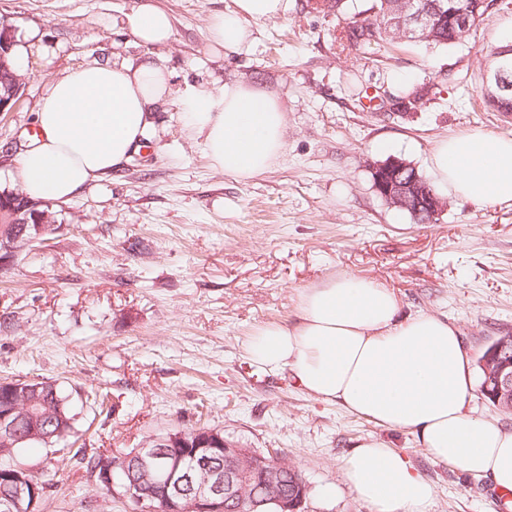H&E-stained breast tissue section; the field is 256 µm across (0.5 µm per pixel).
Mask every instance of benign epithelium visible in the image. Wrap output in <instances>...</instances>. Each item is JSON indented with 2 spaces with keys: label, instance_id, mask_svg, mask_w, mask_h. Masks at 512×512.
I'll use <instances>...</instances> for the list:
<instances>
[{
  "label": "benign epithelium",
  "instance_id": "obj_1",
  "mask_svg": "<svg viewBox=\"0 0 512 512\" xmlns=\"http://www.w3.org/2000/svg\"><path fill=\"white\" fill-rule=\"evenodd\" d=\"M492 0H477L470 11L461 14L459 25L462 28H473L479 21V9L491 8ZM406 6L397 11L398 18L394 22L406 34L426 33L431 26V16L423 11H417L411 16V25L404 26ZM13 30L9 27L0 30V65L7 66V55L13 47ZM495 91L486 92V97L497 103L509 96L512 92V82L503 76L502 70H497L491 77ZM22 79H17L16 85L0 94V112L10 111L19 98ZM375 190L391 207L410 208L413 197L424 195L417 192L414 184L400 185L393 180L389 183L379 182ZM430 211L437 213L443 208L441 199L433 194L426 196ZM43 202L31 200L20 209L0 208V251L5 258L0 263L10 262L18 250L17 242L30 244L36 240L31 236L21 239L15 235L16 224H37L46 221L40 207ZM505 343H500L483 360L487 372L494 373L495 390L493 400L495 407L500 410L512 411V363L498 358L500 350ZM216 433L210 430H196L192 438H187L183 432H168L151 438L152 445H143L135 449L131 456L125 453L115 454L112 465L108 466L100 479L112 488V495L124 500L135 501L143 512H152L155 501L163 499L167 512H224V506L234 501L248 507L247 512H266L270 505L275 506L278 512H299L303 508L308 494V485L305 479L297 480L299 495L289 496L282 488L281 471L288 468V464L278 458H267L255 448H247L231 440L222 441L224 447V467L214 465L212 456L214 438ZM167 455L171 464L167 470L165 482L161 484L159 492L145 489L139 482L133 480L129 483L116 484L115 478L121 473L128 472L127 463L135 458L143 468L149 467L152 460L160 455ZM46 493V486L34 482L18 483L13 499L3 504L4 512H13V507H21V501L27 497L37 500L38 496Z\"/></svg>",
  "mask_w": 512,
  "mask_h": 512
}]
</instances>
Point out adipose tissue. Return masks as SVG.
I'll list each match as a JSON object with an SVG mask.
<instances>
[{
    "label": "adipose tissue",
    "instance_id": "ef3b65f1",
    "mask_svg": "<svg viewBox=\"0 0 512 512\" xmlns=\"http://www.w3.org/2000/svg\"><path fill=\"white\" fill-rule=\"evenodd\" d=\"M288 0H233L209 19L214 49L250 47L252 20L284 15ZM144 44L167 43L170 18L143 5L129 19ZM166 68L86 65L51 81L35 114L37 134L18 161L30 196L67 201L142 147L150 105L168 94ZM180 110L215 168L239 179L266 171L285 145L279 99L242 82L191 87ZM437 183L476 207L512 204V138L469 132L441 140L430 158ZM399 302L371 280L346 275L306 289L295 325L268 324L247 353L289 373L309 395L383 428L414 433L427 455L512 491V429L473 417L471 356L457 328L433 313L402 319ZM357 498L374 512H430L435 487L384 441L370 438L342 459Z\"/></svg>",
    "mask_w": 512,
    "mask_h": 512
}]
</instances>
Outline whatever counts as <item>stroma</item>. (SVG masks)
<instances>
[{"label": "stroma", "mask_w": 512, "mask_h": 512, "mask_svg": "<svg viewBox=\"0 0 512 512\" xmlns=\"http://www.w3.org/2000/svg\"><path fill=\"white\" fill-rule=\"evenodd\" d=\"M172 22L165 45L128 23L144 2ZM232 0H0V20L24 50L25 84L0 113V188L20 190L17 161L35 132L50 80L78 66L171 71L166 104L152 107L145 146L51 203L56 229L0 268V381L55 382L73 399L96 388L108 413L80 408L74 439L108 450L207 425L248 447L277 452L308 484L305 512H373L350 490L342 457L385 440L436 489L431 512H501L486 479L433 461L414 434L391 430L307 395L247 358L252 332L294 323L305 289L354 275L392 290L400 317L447 316L472 358L512 332V205L478 208L450 193L435 222L414 223L372 186L386 157L430 175L446 137H512V112L481 101L489 49L512 33V0L495 5L463 44L406 37L340 44L342 20L290 0L283 16L250 22L252 46L213 53L207 22ZM240 81L277 96L285 148L265 173L238 179L213 168L184 125L187 86ZM429 86L412 112L378 96ZM48 486L40 512H131L72 459L43 447L23 454Z\"/></svg>", "instance_id": "35a3bbf8"}]
</instances>
